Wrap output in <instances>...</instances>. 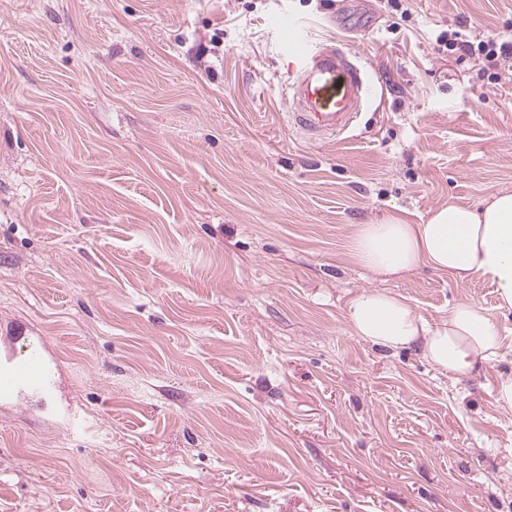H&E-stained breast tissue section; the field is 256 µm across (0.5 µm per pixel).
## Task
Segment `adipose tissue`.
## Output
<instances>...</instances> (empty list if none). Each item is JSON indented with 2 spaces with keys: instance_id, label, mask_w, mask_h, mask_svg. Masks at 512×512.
Returning a JSON list of instances; mask_svg holds the SVG:
<instances>
[{
  "instance_id": "adipose-tissue-1",
  "label": "adipose tissue",
  "mask_w": 512,
  "mask_h": 512,
  "mask_svg": "<svg viewBox=\"0 0 512 512\" xmlns=\"http://www.w3.org/2000/svg\"><path fill=\"white\" fill-rule=\"evenodd\" d=\"M354 263L387 280L419 266L467 281L483 278L497 291L498 307L512 311V191L504 189L480 206L455 202L432 209L421 223L396 211L356 225L348 242ZM347 319L365 342L398 350L420 346L437 369L460 378L503 359L506 344L489 312L474 300L456 303L447 318L428 325L401 295L362 292L347 307Z\"/></svg>"
}]
</instances>
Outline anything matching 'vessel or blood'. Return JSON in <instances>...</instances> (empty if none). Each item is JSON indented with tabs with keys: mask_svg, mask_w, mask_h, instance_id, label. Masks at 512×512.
<instances>
[{
	"mask_svg": "<svg viewBox=\"0 0 512 512\" xmlns=\"http://www.w3.org/2000/svg\"><path fill=\"white\" fill-rule=\"evenodd\" d=\"M294 69L285 92V117L303 141L323 145L347 134L371 95L372 79L360 50L338 39L313 38L308 27L282 16ZM27 344L17 337L0 341V404L25 415L40 412L51 426H69L75 413L58 405L52 375L56 369L45 337L30 331Z\"/></svg>",
	"mask_w": 512,
	"mask_h": 512,
	"instance_id": "b4317fda",
	"label": "vessel or blood"
}]
</instances>
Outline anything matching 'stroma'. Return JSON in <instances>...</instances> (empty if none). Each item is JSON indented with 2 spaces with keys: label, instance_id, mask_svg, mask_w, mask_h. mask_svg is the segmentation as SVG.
<instances>
[{
  "label": "stroma",
  "instance_id": "stroma-1",
  "mask_svg": "<svg viewBox=\"0 0 512 512\" xmlns=\"http://www.w3.org/2000/svg\"><path fill=\"white\" fill-rule=\"evenodd\" d=\"M0 0V326L34 325L74 428L0 411V512H512L500 363L453 380L354 336L385 288L434 325L495 288L386 282L355 225L512 190L498 82L439 47L512 0ZM364 50L380 93L318 146L283 117V14Z\"/></svg>",
  "mask_w": 512,
  "mask_h": 512
}]
</instances>
